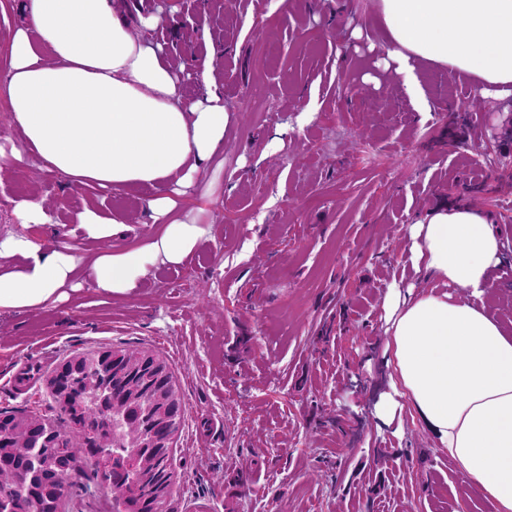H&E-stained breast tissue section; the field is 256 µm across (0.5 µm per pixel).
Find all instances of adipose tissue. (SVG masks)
<instances>
[{"instance_id":"1","label":"adipose tissue","mask_w":512,"mask_h":512,"mask_svg":"<svg viewBox=\"0 0 512 512\" xmlns=\"http://www.w3.org/2000/svg\"><path fill=\"white\" fill-rule=\"evenodd\" d=\"M373 4L385 48L379 65L417 101L425 99L419 75L428 67L467 77L480 94L512 98V0ZM164 23L158 13L126 17L117 0H27L0 79L24 141L0 149V159L35 156L67 187L90 190L78 228L98 248L85 254L0 237V310L64 301L79 290L81 272L103 296L131 299L150 269L181 266L210 236L211 225L179 211L176 198L223 157L234 117L211 67L197 76L202 97L187 98L182 67L146 37ZM138 188L152 191L144 210L160 233L137 248L114 246L127 217L97 200ZM403 251L428 287L395 284L384 295L393 377L374 405L377 426H400L413 410L467 493L494 512H512V325L485 302L512 268V244L489 212L440 204L410 226Z\"/></svg>"}]
</instances>
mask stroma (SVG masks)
<instances>
[{"instance_id":"obj_1","label":"stroma","mask_w":512,"mask_h":512,"mask_svg":"<svg viewBox=\"0 0 512 512\" xmlns=\"http://www.w3.org/2000/svg\"><path fill=\"white\" fill-rule=\"evenodd\" d=\"M177 0L167 49L190 78L205 61L235 120L223 160L179 197L211 225L179 267L152 270L137 296L93 290L29 312L0 311V410L62 414L47 380L80 352L139 346L168 364L183 404L172 447L166 512H493L468 496L447 454L412 410L400 435L376 429L385 390L381 303L393 282L423 288L402 251L411 224L469 177L486 185L475 207L512 236V140L504 165L479 168L481 133L501 127L512 102L487 98L474 127L453 124L471 83L428 68L425 103L399 77L363 83L378 52L352 29L372 0ZM220 55L209 58L210 49ZM41 172L36 157L0 163V236L95 251L77 230L89 192ZM39 194L53 221L19 223L16 202ZM148 189L102 206L126 214V245H143Z\"/></svg>"}]
</instances>
